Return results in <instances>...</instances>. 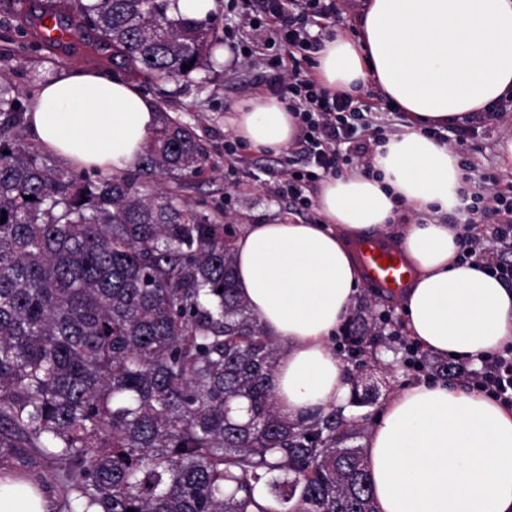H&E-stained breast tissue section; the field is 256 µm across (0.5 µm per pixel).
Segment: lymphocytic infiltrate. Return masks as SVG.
<instances>
[{
	"instance_id": "lymphocytic-infiltrate-1",
	"label": "lymphocytic infiltrate",
	"mask_w": 512,
	"mask_h": 512,
	"mask_svg": "<svg viewBox=\"0 0 512 512\" xmlns=\"http://www.w3.org/2000/svg\"><path fill=\"white\" fill-rule=\"evenodd\" d=\"M337 14L335 0H258L250 18L251 23L268 28L286 51L271 64L286 70L278 91L299 121V145L305 161L288 170L284 184L306 207L312 201L305 196V189L322 178L339 175L342 167L371 173L373 145L383 138L365 121V104L346 94L330 93L304 67L322 47L311 27L325 28L335 23ZM460 168L464 172L461 210L468 219L458 228L459 260L482 266L500 281L512 283V263L494 264L486 259L490 240L512 252V193L496 189L490 178L473 180L468 161H461ZM479 362L480 370L469 371L473 386L512 407V349L483 355Z\"/></svg>"
}]
</instances>
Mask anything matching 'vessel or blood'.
<instances>
[{"label":"vessel or blood","instance_id":"b4317fda","mask_svg":"<svg viewBox=\"0 0 512 512\" xmlns=\"http://www.w3.org/2000/svg\"><path fill=\"white\" fill-rule=\"evenodd\" d=\"M28 29L38 43L63 51L77 44L81 32L76 25L61 22L57 15L37 10L28 16ZM355 254L365 281L377 291L400 295L407 288L412 269L399 248L375 237H365L355 244Z\"/></svg>","mask_w":512,"mask_h":512}]
</instances>
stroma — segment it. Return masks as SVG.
Instances as JSON below:
<instances>
[{
    "mask_svg": "<svg viewBox=\"0 0 512 512\" xmlns=\"http://www.w3.org/2000/svg\"><path fill=\"white\" fill-rule=\"evenodd\" d=\"M253 0H216L215 30L221 47L230 54L229 61L211 71L198 70L177 82L146 78L136 79V86L157 108L193 127L204 144L209 161L201 174L182 191L191 204L206 207L223 217L233 231L243 225L276 220H317L316 209L297 208L277 190L289 163L299 162L294 149L280 153H257L238 145L235 155L224 151V141L233 132L225 122L229 112L255 92L268 91L277 83V69L259 65L262 56L276 54L269 31L249 25L247 17ZM24 4L15 12L0 6V74L15 86L24 99H32L36 87L58 74L76 68L113 72L109 52L94 44H79L65 52L42 49L32 52L15 33L21 23ZM512 136V122L487 119L467 140L466 158L473 166V176L494 177L499 189H512V173L502 171L494 145ZM378 361L371 369L379 388L377 402L359 408L364 427H371L377 412L405 385L430 383L426 373L410 369L397 349H379Z\"/></svg>",
    "mask_w": 512,
    "mask_h": 512,
    "instance_id": "stroma-1",
    "label": "stroma"
}]
</instances>
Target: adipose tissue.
Returning <instances> with one entry per match:
<instances>
[{
    "instance_id": "1",
    "label": "adipose tissue",
    "mask_w": 512,
    "mask_h": 512,
    "mask_svg": "<svg viewBox=\"0 0 512 512\" xmlns=\"http://www.w3.org/2000/svg\"><path fill=\"white\" fill-rule=\"evenodd\" d=\"M319 83L356 94L375 86L404 115L373 155V175L324 179L319 222L245 225L234 240L239 294L283 354L275 402L289 417L343 403L346 373L330 340L357 297L356 239L385 234L400 208L414 215L399 244L415 270L405 326L424 349L478 359L512 342V289L460 263L462 171L429 129L461 125L512 95V0H367L354 34L326 37ZM258 152L278 153L299 127L278 97L259 92L226 119ZM32 138L76 169L139 165L157 125L153 102L130 82L90 70L39 85ZM378 512H512V410L485 394L405 386L378 412L365 442ZM0 476V512H50L49 493L14 495Z\"/></svg>"
}]
</instances>
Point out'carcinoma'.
Here are the masks:
<instances>
[{"label":"carcinoma","instance_id":"cac0c4a2","mask_svg":"<svg viewBox=\"0 0 512 512\" xmlns=\"http://www.w3.org/2000/svg\"><path fill=\"white\" fill-rule=\"evenodd\" d=\"M171 2L42 6L128 74L176 81L210 67L219 39ZM25 113L0 77V470L26 467L18 492L43 480L35 454L55 464L58 512H377L346 407H276L282 348L237 292L234 235L181 194L208 160L194 130L166 115L137 172L78 179L16 137ZM151 176L170 186L149 191ZM385 325L355 309L340 349L365 365L398 339ZM419 362L448 377L447 361ZM375 400L352 378L349 406Z\"/></svg>","mask_w":512,"mask_h":512}]
</instances>
